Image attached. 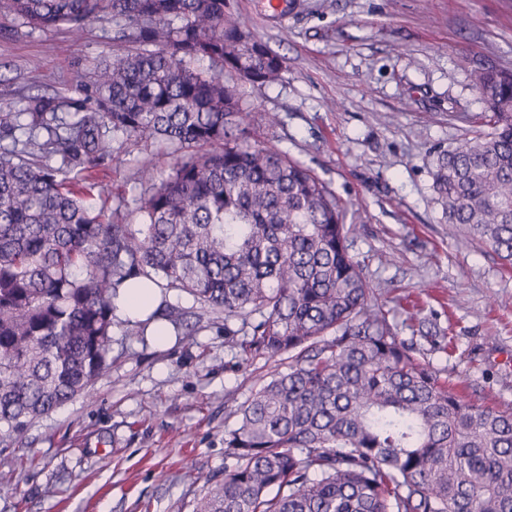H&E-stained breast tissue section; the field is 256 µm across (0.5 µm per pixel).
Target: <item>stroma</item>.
<instances>
[{
  "label": "stroma",
  "mask_w": 512,
  "mask_h": 512,
  "mask_svg": "<svg viewBox=\"0 0 512 512\" xmlns=\"http://www.w3.org/2000/svg\"><path fill=\"white\" fill-rule=\"evenodd\" d=\"M253 39L284 56L281 80L244 85L245 127L322 180L357 225L352 254L397 324L448 336L435 368L465 397L512 408V268L449 224L432 155L478 130L475 70L512 71V0H295L287 19L266 0H229ZM112 24L33 29L0 14V113L66 91L112 53ZM169 159L128 142L95 178L135 199L140 176ZM167 343L112 327V366L91 394L0 445V512H195L224 476L227 399L241 403L281 358L239 365L223 321Z\"/></svg>",
  "instance_id": "stroma-1"
}]
</instances>
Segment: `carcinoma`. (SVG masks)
Here are the masks:
<instances>
[{"label":"carcinoma","instance_id":"1","mask_svg":"<svg viewBox=\"0 0 512 512\" xmlns=\"http://www.w3.org/2000/svg\"><path fill=\"white\" fill-rule=\"evenodd\" d=\"M31 28L110 21L112 58L72 95L0 114V443L86 394L112 364V299L149 281L224 320L252 363L287 356L224 429V479L196 512H512V409L462 398L399 335L351 254L354 224L312 172L242 127L236 80L284 58L227 0H0ZM207 67H201V63ZM478 131L432 163L437 201L512 265V73L480 69ZM170 173L138 223L94 214L63 174L134 139Z\"/></svg>","mask_w":512,"mask_h":512}]
</instances>
